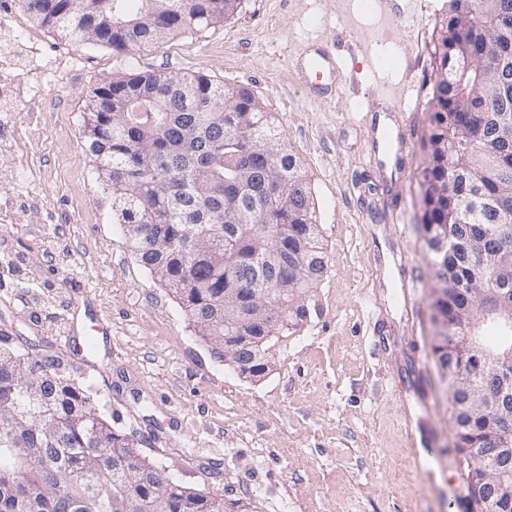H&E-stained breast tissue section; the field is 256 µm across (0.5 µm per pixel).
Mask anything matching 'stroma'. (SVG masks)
Wrapping results in <instances>:
<instances>
[{"label": "stroma", "instance_id": "1", "mask_svg": "<svg viewBox=\"0 0 512 512\" xmlns=\"http://www.w3.org/2000/svg\"><path fill=\"white\" fill-rule=\"evenodd\" d=\"M448 10V0H245L217 27L118 54L0 0L24 106L0 112V334L81 366L106 416L166 473L252 512H470L430 349L417 183L431 46ZM333 44L336 88L313 97L295 60ZM156 69L264 99L311 180L328 268L316 314L270 340L262 378L218 359L139 265L83 147L91 90ZM385 93L404 129L388 169L368 108ZM98 316L110 336L77 355L68 338Z\"/></svg>", "mask_w": 512, "mask_h": 512}]
</instances>
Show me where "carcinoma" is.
Segmentation results:
<instances>
[{"mask_svg": "<svg viewBox=\"0 0 512 512\" xmlns=\"http://www.w3.org/2000/svg\"><path fill=\"white\" fill-rule=\"evenodd\" d=\"M244 0H22L40 26L116 53L140 51L191 31L217 26ZM468 13L442 22L433 45L435 80L428 134L418 173L424 249L438 261L431 308L453 335L480 313L452 284L473 280L512 302V141L497 130L512 114V0H466ZM498 68L482 79L489 62ZM281 121L250 90L175 70L118 72L94 87L83 112V138L97 179L112 201L139 264L166 287L196 335L217 348L224 335V289L247 295L256 258L280 246L300 260L299 288L327 271L310 180L300 157L281 139ZM454 188L448 190V175ZM480 193L483 209L469 206ZM277 230L263 239L264 226ZM483 230L491 263L478 268L464 251L439 258L429 240ZM482 349L512 350V329L488 318ZM303 324L293 311L271 310L242 326L261 358L271 337ZM454 447L462 457L491 444L512 420V391L499 414L460 420L449 394ZM107 448L121 466L101 464ZM224 495L166 474L139 440L114 427L78 370L0 340V512H224Z\"/></svg>", "mask_w": 512, "mask_h": 512, "instance_id": "1", "label": "carcinoma"}]
</instances>
